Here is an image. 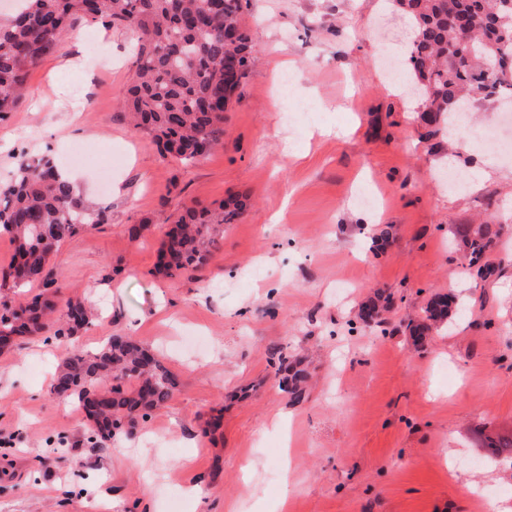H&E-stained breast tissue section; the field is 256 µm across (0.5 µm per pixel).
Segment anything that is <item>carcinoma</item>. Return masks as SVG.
Masks as SVG:
<instances>
[{"label":"carcinoma","mask_w":512,"mask_h":512,"mask_svg":"<svg viewBox=\"0 0 512 512\" xmlns=\"http://www.w3.org/2000/svg\"><path fill=\"white\" fill-rule=\"evenodd\" d=\"M413 25L403 71L422 84V121L429 134L448 129V119L471 111L474 103L494 100L512 105V23L503 22L496 0H389ZM466 15L469 29H452L448 17ZM242 0H18V11L0 23V116L14 112L28 73L54 54L77 17L102 18L136 34V70L125 99L134 130L151 136L163 156L196 162L224 144V112L242 79L258 59L254 34L242 21ZM49 154L16 160V176L0 186V229L14 244V258L0 273V289L39 284L40 293L18 305L0 299V336L57 339L88 329L96 314L83 297H67L66 318L47 319L49 298L64 283L51 259L66 240L110 219L106 207L88 205L62 177ZM246 204H195L183 210L165 233L155 271L189 274L203 267ZM499 232L482 224L465 232L468 267L482 279L494 268L481 263L494 249ZM392 297L379 293L361 307L365 324L382 323ZM425 320L448 318V295H435ZM288 347L268 350L269 365L290 401L307 395L304 370L288 364ZM177 377L149 348L128 336H111L97 349L72 348L58 361L51 389L76 400L92 434L100 441L128 436L174 396Z\"/></svg>","instance_id":"carcinoma-1"}]
</instances>
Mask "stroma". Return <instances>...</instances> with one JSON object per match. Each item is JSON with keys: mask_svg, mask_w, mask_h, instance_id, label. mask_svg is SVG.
Instances as JSON below:
<instances>
[{"mask_svg": "<svg viewBox=\"0 0 512 512\" xmlns=\"http://www.w3.org/2000/svg\"><path fill=\"white\" fill-rule=\"evenodd\" d=\"M244 18L261 60L223 146L195 164L132 129L133 35L99 20L78 18L0 118V184L18 154H49L112 215L53 257L69 293L101 308L97 326L0 356V512H171L175 494L181 512H482L461 475L512 508V466L484 445L512 437V159L492 140L478 156L466 137L426 138L420 101L384 72L382 51L410 34L384 0H249ZM303 102L312 118L285 119ZM451 162L465 191L441 178ZM367 193L377 209L358 204ZM231 198L247 208L206 265L156 274L170 218ZM483 224L500 235L481 281L458 231ZM452 281L460 311L412 339L409 320ZM378 291L393 302L369 327L358 310ZM112 334L152 347L180 385L134 439L92 448L50 382L68 346ZM274 345L307 370L303 403L279 390Z\"/></svg>", "mask_w": 512, "mask_h": 512, "instance_id": "35a3bbf8", "label": "stroma"}]
</instances>
